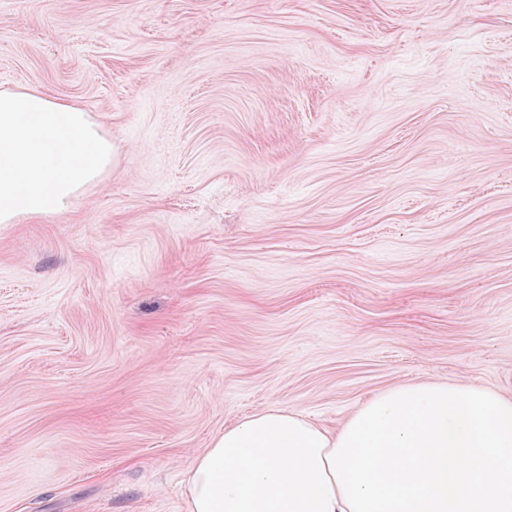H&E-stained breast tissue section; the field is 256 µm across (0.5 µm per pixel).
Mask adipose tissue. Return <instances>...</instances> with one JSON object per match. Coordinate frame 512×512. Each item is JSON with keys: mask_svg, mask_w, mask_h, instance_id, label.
I'll list each match as a JSON object with an SVG mask.
<instances>
[{"mask_svg": "<svg viewBox=\"0 0 512 512\" xmlns=\"http://www.w3.org/2000/svg\"><path fill=\"white\" fill-rule=\"evenodd\" d=\"M111 160L79 106L0 89V224L69 208ZM186 484L188 512H512V396L403 384L334 432L272 406L225 427Z\"/></svg>", "mask_w": 512, "mask_h": 512, "instance_id": "ef3b65f1", "label": "adipose tissue"}]
</instances>
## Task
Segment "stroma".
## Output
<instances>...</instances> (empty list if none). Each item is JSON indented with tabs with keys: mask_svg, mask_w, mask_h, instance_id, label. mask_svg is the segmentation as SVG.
I'll return each instance as SVG.
<instances>
[{
	"mask_svg": "<svg viewBox=\"0 0 512 512\" xmlns=\"http://www.w3.org/2000/svg\"><path fill=\"white\" fill-rule=\"evenodd\" d=\"M112 164L0 224V512H186L278 405L512 395V0H0Z\"/></svg>",
	"mask_w": 512,
	"mask_h": 512,
	"instance_id": "stroma-1",
	"label": "stroma"
}]
</instances>
